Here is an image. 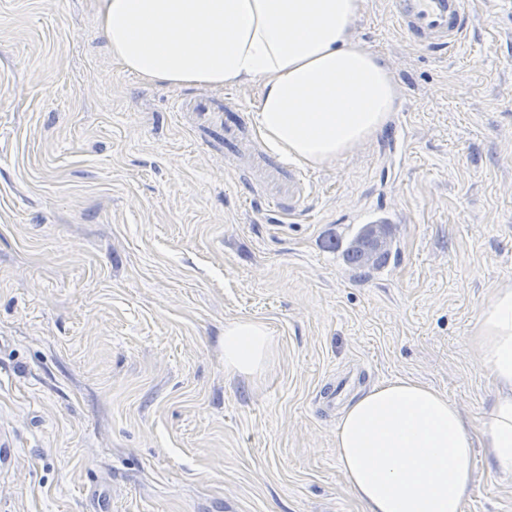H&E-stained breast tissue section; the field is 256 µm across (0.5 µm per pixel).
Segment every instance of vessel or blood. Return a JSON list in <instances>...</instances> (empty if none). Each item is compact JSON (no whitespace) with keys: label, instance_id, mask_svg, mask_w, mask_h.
<instances>
[{"label":"vessel or blood","instance_id":"1","mask_svg":"<svg viewBox=\"0 0 512 512\" xmlns=\"http://www.w3.org/2000/svg\"><path fill=\"white\" fill-rule=\"evenodd\" d=\"M391 17L413 45L439 54L461 45L472 27L466 0H391ZM172 113L188 118L190 130L223 139L226 153L243 159L239 177L251 198L291 215L300 212L309 184L307 174L285 166L265 150L236 97H178L172 103Z\"/></svg>","mask_w":512,"mask_h":512}]
</instances>
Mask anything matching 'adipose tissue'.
<instances>
[{
	"label": "adipose tissue",
	"instance_id": "adipose-tissue-1",
	"mask_svg": "<svg viewBox=\"0 0 512 512\" xmlns=\"http://www.w3.org/2000/svg\"><path fill=\"white\" fill-rule=\"evenodd\" d=\"M360 0H100L112 56L172 86L216 90L256 82L254 122L265 141L320 166L376 132L397 107L388 67L351 35ZM471 351L495 392L478 424L442 392L398 378L354 399L336 452L363 512H463L475 450L512 470V283L491 294ZM267 325L224 326V369L250 375L271 357Z\"/></svg>",
	"mask_w": 512,
	"mask_h": 512
}]
</instances>
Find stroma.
<instances>
[{"label":"stroma","mask_w":512,"mask_h":512,"mask_svg":"<svg viewBox=\"0 0 512 512\" xmlns=\"http://www.w3.org/2000/svg\"><path fill=\"white\" fill-rule=\"evenodd\" d=\"M468 8L439 57L360 0L351 34L398 110L307 167L291 216L172 117L201 86L113 59L98 0H0V512H362L322 400L343 376L480 421L469 337L512 282V0ZM388 218L396 259L352 276L337 229ZM238 320L275 338L259 373L224 370ZM464 512H512V473L477 455Z\"/></svg>","instance_id":"35a3bbf8"}]
</instances>
